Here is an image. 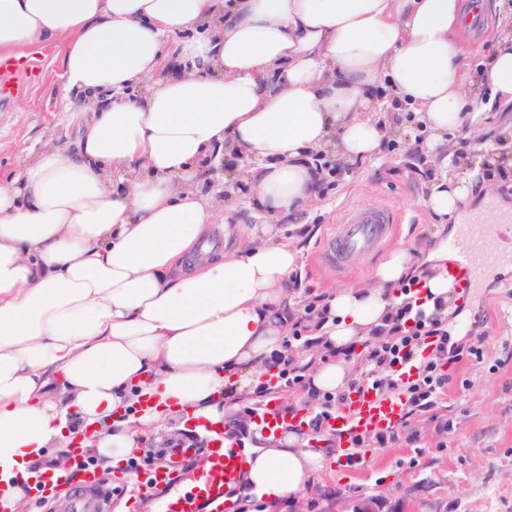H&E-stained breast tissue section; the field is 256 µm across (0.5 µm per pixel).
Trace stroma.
<instances>
[{
    "label": "stroma",
    "instance_id": "obj_1",
    "mask_svg": "<svg viewBox=\"0 0 512 512\" xmlns=\"http://www.w3.org/2000/svg\"><path fill=\"white\" fill-rule=\"evenodd\" d=\"M505 35L512 36V0H500L497 10L482 11L479 25L456 32L466 77L477 76L483 55ZM22 69L25 90L0 105V181L47 145L76 149L89 119L63 106L61 46L32 48ZM373 98L379 106L376 119L391 131L389 145L368 160L340 164L334 185H320L316 201L276 221L300 252L301 294L373 286L375 267L389 250L404 247L421 255L448 236L427 205L430 185L439 176L440 153L427 147V133L412 120L411 109L394 108L390 88L379 86ZM449 138L464 152L496 159L506 140H512V105L494 104L481 133L460 128ZM348 206L389 208L401 222L387 246L359 257L354 270L328 271L315 256L335 228L338 210ZM216 221L225 227L223 247L230 253L265 216L244 189ZM465 309L470 312L466 319L461 316ZM465 309L454 307L448 321L463 345L481 344L483 359L448 364L452 381L438 405V421L451 429L448 437L435 432L428 415L416 414L412 426L420 433L418 441L373 449L368 468L358 477L327 461L304 498L282 502L276 512H354L362 502L371 503L375 512H512V274L484 278ZM105 478L112 488L113 512H147L154 494L139 490L133 473L113 468Z\"/></svg>",
    "mask_w": 512,
    "mask_h": 512
}]
</instances>
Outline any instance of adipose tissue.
Here are the masks:
<instances>
[{"label": "adipose tissue", "instance_id": "1", "mask_svg": "<svg viewBox=\"0 0 512 512\" xmlns=\"http://www.w3.org/2000/svg\"><path fill=\"white\" fill-rule=\"evenodd\" d=\"M463 21L459 0H0V57L64 41L62 101L91 114L77 150L47 147L0 184V512H23L36 461L71 456L75 435L115 466L172 412L223 421L272 374L300 252L267 223L240 251L197 256L218 211L194 187L207 159L245 156L237 182L268 216L302 210L312 156L354 162L388 136L369 116L385 83L444 151L431 210L458 225L489 199L481 159L448 133L512 103V37L482 64L484 98L460 76ZM200 27L161 77L168 37ZM411 264L395 249L375 286L331 292L313 389H345V353L403 302ZM242 453L267 512L326 461L293 433Z\"/></svg>", "mask_w": 512, "mask_h": 512}]
</instances>
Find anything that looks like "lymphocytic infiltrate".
<instances>
[{
  "label": "lymphocytic infiltrate",
  "mask_w": 512,
  "mask_h": 512,
  "mask_svg": "<svg viewBox=\"0 0 512 512\" xmlns=\"http://www.w3.org/2000/svg\"><path fill=\"white\" fill-rule=\"evenodd\" d=\"M419 285L416 277L400 283L403 303L387 318L384 327L375 329L366 340L367 351L359 375L350 382L354 388L367 384L380 392L403 393L406 417L398 430L357 439L358 447L385 448L401 440L416 441L418 433L412 430L409 418L416 412L433 409L447 391L449 361L482 356L479 347L449 345L445 309L438 304L433 312H426L419 299ZM325 315L326 305L317 299L306 305L296 320L292 341L285 345L277 362V375L285 384L304 385L307 366L296 358L294 345L306 341L313 322L324 320ZM406 363L414 364L416 377L404 383L397 377L396 367Z\"/></svg>",
  "instance_id": "lymphocytic-infiltrate-1"
}]
</instances>
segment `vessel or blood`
Returning <instances> with one entry per match:
<instances>
[{"mask_svg":"<svg viewBox=\"0 0 512 512\" xmlns=\"http://www.w3.org/2000/svg\"><path fill=\"white\" fill-rule=\"evenodd\" d=\"M398 222V216L388 209L356 206L344 210L336 231L323 243L319 253L322 264L348 269L350 258L379 248ZM468 232L483 243V265L512 267V245L503 246L499 234L483 224L469 225ZM481 267L463 256L447 267L457 301L468 298L482 274ZM404 408L401 396L381 394L367 386L354 389L344 407L328 421L340 448L337 467L351 472L362 465L369 454L354 447V438L397 429ZM309 418L306 409L288 414L269 402L256 411L254 421L261 436L275 438L291 428H307ZM184 428L198 437L202 453L194 454L189 448L171 450L164 462L139 470L138 485L148 490L169 488L184 475L190 481L189 488L163 497L159 512H229L227 493L230 486L238 484L245 463L236 440L224 424L191 414L185 416ZM74 461L80 471V489L70 495L72 512H105L109 495L99 472L86 466L83 448H75ZM61 485V479L48 471L32 479V490L38 499L55 497Z\"/></svg>","mask_w":512,"mask_h":512,"instance_id":"1","label":"vessel or blood"}]
</instances>
